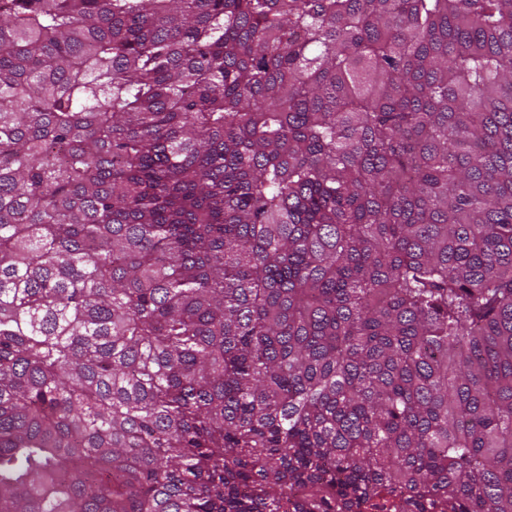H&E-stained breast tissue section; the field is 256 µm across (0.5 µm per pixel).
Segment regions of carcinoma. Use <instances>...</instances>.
<instances>
[{
    "label": "carcinoma",
    "mask_w": 512,
    "mask_h": 512,
    "mask_svg": "<svg viewBox=\"0 0 512 512\" xmlns=\"http://www.w3.org/2000/svg\"><path fill=\"white\" fill-rule=\"evenodd\" d=\"M0 512H512V0H0Z\"/></svg>",
    "instance_id": "1"
}]
</instances>
